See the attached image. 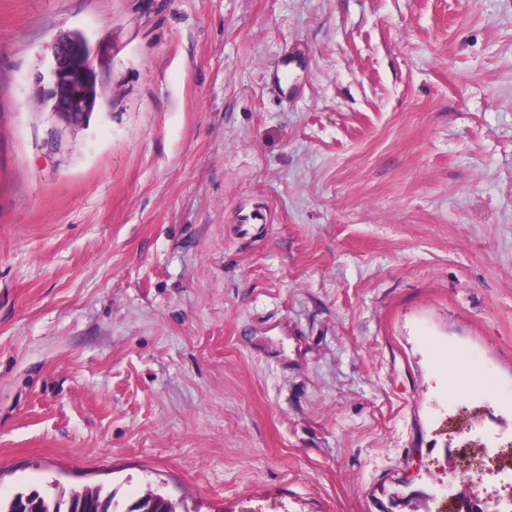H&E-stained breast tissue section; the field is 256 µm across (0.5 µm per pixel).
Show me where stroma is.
Instances as JSON below:
<instances>
[{
  "instance_id": "obj_1",
  "label": "stroma",
  "mask_w": 512,
  "mask_h": 512,
  "mask_svg": "<svg viewBox=\"0 0 512 512\" xmlns=\"http://www.w3.org/2000/svg\"><path fill=\"white\" fill-rule=\"evenodd\" d=\"M73 32L70 131L34 77ZM491 415L512 0H0V501L410 512ZM28 495L32 498V502H37L34 512H69L68 506L70 503L73 504L74 508L71 512H78L79 506L84 509L91 506L95 501L103 499L113 500L112 495L104 496L101 490L92 488L72 492L68 496L63 493L52 498L41 495L39 492H33Z\"/></svg>"
}]
</instances>
